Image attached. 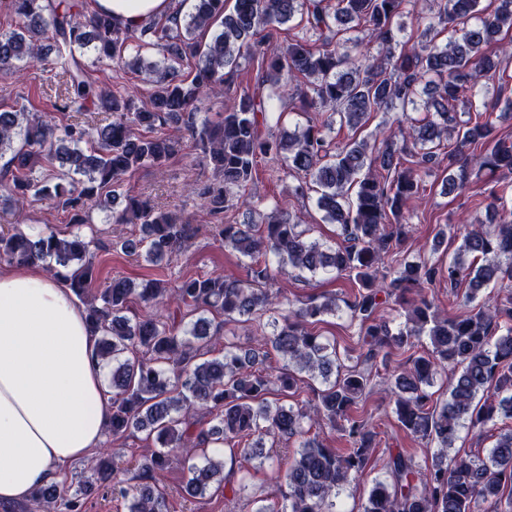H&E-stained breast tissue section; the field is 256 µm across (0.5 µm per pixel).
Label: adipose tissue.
<instances>
[{"label": "adipose tissue", "instance_id": "ef3b65f1", "mask_svg": "<svg viewBox=\"0 0 512 512\" xmlns=\"http://www.w3.org/2000/svg\"><path fill=\"white\" fill-rule=\"evenodd\" d=\"M133 29L169 0H94ZM82 306L38 262L0 269V502L29 499L100 447L112 408Z\"/></svg>", "mask_w": 512, "mask_h": 512}]
</instances>
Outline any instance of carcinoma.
<instances>
[{
  "label": "carcinoma",
  "instance_id": "carcinoma-1",
  "mask_svg": "<svg viewBox=\"0 0 512 512\" xmlns=\"http://www.w3.org/2000/svg\"><path fill=\"white\" fill-rule=\"evenodd\" d=\"M4 2L15 26L0 31V77L52 55L60 98L39 114L0 110V156L11 152L9 199L21 206L54 202L73 224L89 223L94 206L108 211L112 223L140 229L137 237L113 242V250L167 263L191 247L199 228L127 192L121 209L112 204L127 176L143 167L160 170L182 151V141L163 132L182 126L212 169L192 188L209 230L249 258L243 278L213 273L170 288L156 277H114L95 291L91 242L80 234L0 226V261L42 262L86 299L96 354L109 367L107 432H143L155 444L136 460V481L119 478L116 463L92 458L83 467L90 475L78 485L37 489L36 506L83 512L84 499L110 485L128 512H168V493L154 475L174 457L190 497L222 488L229 500L241 498L247 485L225 481L224 468L247 473L257 460L283 473L286 491L258 499L254 512H341L337 499L363 477L379 444L376 427L359 413V403L379 386L393 399L400 426L438 451L424 466L403 450L389 453L386 476L372 481L362 512H501L512 488V289L452 318L428 290L443 280L450 288L465 284L468 305L491 283H511L512 212L466 231L446 263L403 261L400 253L411 234L404 210L422 193L415 168L445 161L444 189L467 190L473 178L465 151L472 148L482 152L480 168L512 174V139L495 136L487 102L474 104L475 118L463 123L448 117L456 102L473 104L475 88L490 77L485 47L512 31V0H494L490 10L479 8L480 0H429V22L410 46L398 40L397 19L417 11L421 0H234L229 12L225 0H194L187 15L178 10L136 29L89 13L76 0ZM298 12L305 22L285 44L281 27ZM447 30L458 37L439 42ZM209 31L210 40L200 43L197 33ZM351 31L357 36H347ZM365 40L379 45V55L352 57L348 44ZM145 48L158 49L163 59L145 61ZM86 53L145 74L148 107L90 77ZM188 55L198 58L189 81L175 67ZM242 60L257 65L253 89L235 95L221 124L199 119L205 102L230 95ZM269 87L314 113L305 127L287 132L269 124ZM423 95L429 114L397 120L378 145L355 137L338 147L328 136L337 123L361 132L372 114L414 106ZM89 102L118 120L94 134L65 120ZM135 126L149 135L135 134ZM450 130L455 145L442 159L436 148ZM261 157L295 174L289 195L317 194L316 207L336 226L341 244L311 239L288 212L260 214L252 224L224 222L228 210L248 203ZM55 164L54 178L36 175ZM292 273L346 276L358 286L354 299L344 301L365 347L357 362L348 363L349 354L314 331L323 316L341 311L336 295L292 302L266 288ZM133 298L146 308L134 319L126 315ZM228 322L248 325L251 336L243 343L224 337V354L213 356L211 340ZM423 336L429 346L409 364L386 363L382 374L368 370L379 355L411 350ZM447 368L448 398L432 407L430 388ZM305 374L320 380L314 398L287 404L273 396L297 393ZM324 425L341 433L346 448H327L311 434ZM487 427L501 428L487 454L448 456L460 430ZM269 440L297 443L293 457L268 454Z\"/></svg>",
  "mask_w": 512,
  "mask_h": 512
}]
</instances>
